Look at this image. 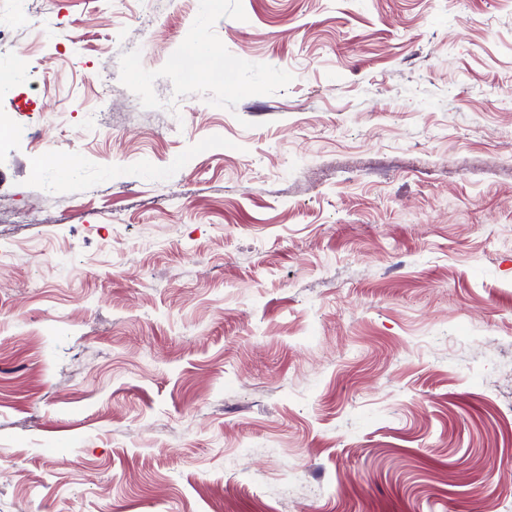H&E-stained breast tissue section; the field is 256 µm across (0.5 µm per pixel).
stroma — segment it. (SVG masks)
Returning <instances> with one entry per match:
<instances>
[{
    "instance_id": "obj_1",
    "label": "stroma",
    "mask_w": 512,
    "mask_h": 512,
    "mask_svg": "<svg viewBox=\"0 0 512 512\" xmlns=\"http://www.w3.org/2000/svg\"><path fill=\"white\" fill-rule=\"evenodd\" d=\"M0 24V512H512V0Z\"/></svg>"
}]
</instances>
